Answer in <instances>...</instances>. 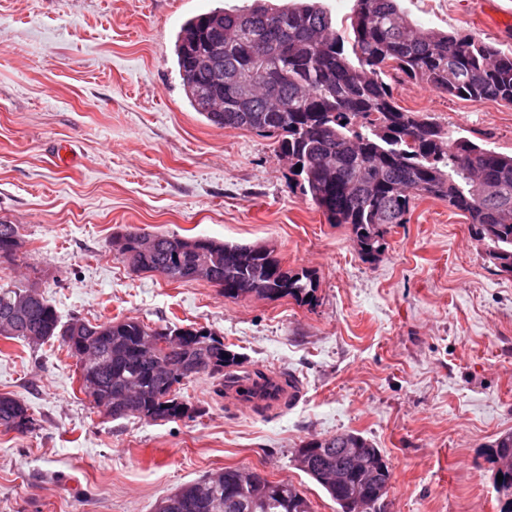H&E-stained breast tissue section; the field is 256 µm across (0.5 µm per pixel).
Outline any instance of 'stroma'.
<instances>
[{
  "mask_svg": "<svg viewBox=\"0 0 512 512\" xmlns=\"http://www.w3.org/2000/svg\"><path fill=\"white\" fill-rule=\"evenodd\" d=\"M253 0H0V219L23 246L0 288L36 287L62 321L204 326L244 372L274 376L251 402L202 376L191 416L115 420L79 389L60 341L0 337V394L34 419L0 430V512H153L227 467L336 503L294 456L357 432L392 478L387 512H499L492 446L512 432V276L445 202H416L379 260L302 196L273 137L209 123L189 105L174 45L189 17ZM415 24L512 50V0H400ZM397 104L512 153V107L395 84ZM126 230L273 250L313 273L312 303L224 298L204 280L135 274L108 241Z\"/></svg>",
  "mask_w": 512,
  "mask_h": 512,
  "instance_id": "1",
  "label": "stroma"
}]
</instances>
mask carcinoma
I'll return each mask as SVG.
<instances>
[{"label":"carcinoma","instance_id":"cac0c4a2","mask_svg":"<svg viewBox=\"0 0 512 512\" xmlns=\"http://www.w3.org/2000/svg\"><path fill=\"white\" fill-rule=\"evenodd\" d=\"M175 62L190 106L210 123L275 137L302 195L330 224H346L367 260L383 251L388 224H405L415 201L448 203L468 220L486 259L512 275V155L489 149L444 127L430 116L400 108L392 74L462 100L512 106V51L505 52L461 32L443 33L411 25L399 0H355L344 31L336 30L320 0H291L273 8L264 0L227 12L221 8L187 19L177 34ZM206 58L210 68L197 67ZM301 169H296V165ZM19 225L0 220V257L17 250ZM137 273L174 274L192 281L191 270L208 267L207 281L224 297L290 296L308 301L315 283L307 271L284 268L273 252L209 238H178L137 230L124 233ZM23 287L0 288V318H17L6 339L32 345L61 340L57 310L41 299L25 311L16 304ZM86 340L101 362L77 366L80 391L96 407L128 394L134 410L114 419L152 415L172 422L188 416L181 389L199 375H222L235 386L232 367L240 357L206 327H150L137 319L81 321ZM34 419L27 407L0 394V427L27 433ZM369 454L376 448L359 433L329 437L311 453L304 470L339 506L354 512L349 485L356 473L343 455L345 438ZM512 457V433L493 445V460ZM240 468L228 467L180 486L172 495L193 499L215 491L238 499L236 512H312L305 494L291 483L263 477L242 484Z\"/></svg>","mask_w":512,"mask_h":512}]
</instances>
